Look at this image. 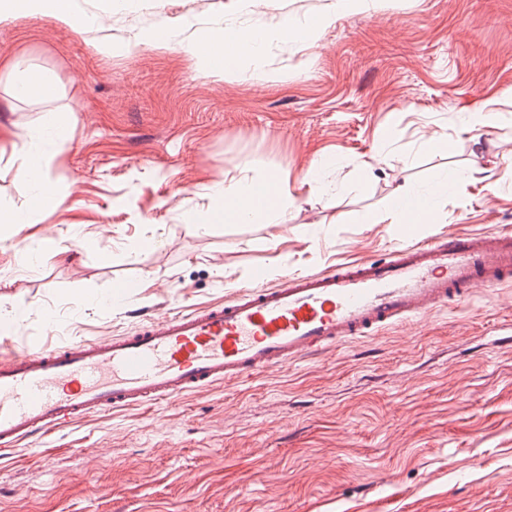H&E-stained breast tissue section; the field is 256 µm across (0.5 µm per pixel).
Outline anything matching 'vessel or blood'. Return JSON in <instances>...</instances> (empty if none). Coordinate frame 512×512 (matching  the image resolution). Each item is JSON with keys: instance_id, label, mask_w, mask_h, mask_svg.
Returning a JSON list of instances; mask_svg holds the SVG:
<instances>
[{"instance_id": "b4317fda", "label": "vessel or blood", "mask_w": 512, "mask_h": 512, "mask_svg": "<svg viewBox=\"0 0 512 512\" xmlns=\"http://www.w3.org/2000/svg\"><path fill=\"white\" fill-rule=\"evenodd\" d=\"M512 285V231L454 234L381 260L284 277L96 341L0 353V450L121 409L285 368Z\"/></svg>"}]
</instances>
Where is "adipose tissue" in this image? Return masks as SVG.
Returning <instances> with one entry per match:
<instances>
[{"instance_id":"obj_1","label":"adipose tissue","mask_w":512,"mask_h":512,"mask_svg":"<svg viewBox=\"0 0 512 512\" xmlns=\"http://www.w3.org/2000/svg\"><path fill=\"white\" fill-rule=\"evenodd\" d=\"M48 17L61 24L80 29L88 21L79 15L74 0H0V24L18 16ZM38 134H30L14 149V160L19 172L30 182L40 205H52L56 199L53 183L47 175L53 157L50 146L38 143ZM459 182L458 172H449L422 195L403 188L395 191L384 213L385 220L392 224L434 223L438 206L454 192ZM218 208L225 215L244 220L262 214L277 218L289 205L281 189H268L257 185L248 176H240L229 183L216 186L212 192Z\"/></svg>"}]
</instances>
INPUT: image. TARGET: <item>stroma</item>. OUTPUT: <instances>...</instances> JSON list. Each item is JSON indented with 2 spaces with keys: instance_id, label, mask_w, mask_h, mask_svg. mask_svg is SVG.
Here are the masks:
<instances>
[{
  "instance_id": "1",
  "label": "stroma",
  "mask_w": 512,
  "mask_h": 512,
  "mask_svg": "<svg viewBox=\"0 0 512 512\" xmlns=\"http://www.w3.org/2000/svg\"><path fill=\"white\" fill-rule=\"evenodd\" d=\"M328 2L74 0L82 31L0 26V209L33 211L0 223V312L28 305L0 337L105 338L259 272L272 284L512 228V185L496 183L512 160V0H377L324 27ZM289 16L316 36L273 38L261 76L196 54L200 34L238 43ZM163 24L166 47L147 39ZM13 59L56 97L15 99ZM488 100L498 125L464 131ZM53 118L68 136L48 171L57 200L38 211L11 142ZM321 156L340 193L305 180ZM455 169L467 178L434 223H367L398 188ZM273 172L292 201L281 223L219 216L213 183ZM510 327L512 287L481 288L377 339L54 430L0 452V512H512Z\"/></svg>"
}]
</instances>
